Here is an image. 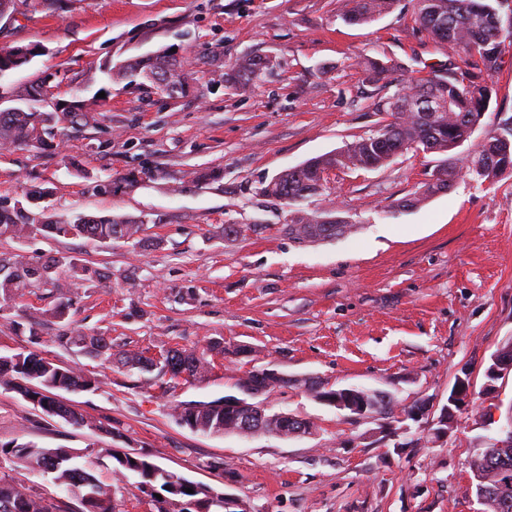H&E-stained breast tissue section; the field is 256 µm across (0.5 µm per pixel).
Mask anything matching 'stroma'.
Returning a JSON list of instances; mask_svg holds the SVG:
<instances>
[{"label":"stroma","instance_id":"stroma-1","mask_svg":"<svg viewBox=\"0 0 512 512\" xmlns=\"http://www.w3.org/2000/svg\"><path fill=\"white\" fill-rule=\"evenodd\" d=\"M414 0L364 25L340 17L344 0H16L0 20V48L34 47L29 63L0 79V107L14 86L45 75L55 101L108 88L96 122L68 131L58 152L0 153V205L26 187L48 188L57 217L146 215L139 246L85 238L18 241L0 254H63L90 278L61 268L52 283L0 300V355L34 351L98 379L61 392L88 421L76 427L0 387V443L33 442L88 451L110 481L116 455L130 452L191 482L239 498L248 512H475L466 460L496 427L481 413L512 405V373L488 383L485 370L512 337V172L493 182L460 175L421 206L394 211L421 189L441 154L408 151L378 169L347 170L308 210L341 209L351 220L320 241L292 238L288 206L265 195L278 174L370 135L379 107L410 77L456 57L413 21ZM189 59L190 89L178 99L108 82L99 67L161 48ZM277 65L249 92L224 77L245 58ZM395 63L371 79L365 58ZM479 128L456 156L479 150L512 118V45L492 77ZM74 156L79 168L64 163ZM145 168L137 183L125 177ZM222 171L205 184L200 175ZM112 184L94 192L96 182ZM62 319L47 311L59 298ZM44 313L36 334L16 324ZM84 332L116 355L146 357L172 347L223 341L202 380H173L109 362L65 337ZM290 383L265 398L267 413L310 422L309 433L208 435L182 426L180 403L237 395V377L262 367ZM472 400L434 438L457 378ZM334 389L387 392L417 407L399 424L350 417L316 399L304 380ZM110 422L111 434L90 430Z\"/></svg>","mask_w":512,"mask_h":512}]
</instances>
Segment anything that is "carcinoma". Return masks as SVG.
<instances>
[{
    "mask_svg": "<svg viewBox=\"0 0 512 512\" xmlns=\"http://www.w3.org/2000/svg\"><path fill=\"white\" fill-rule=\"evenodd\" d=\"M394 0H346L341 14L350 25L366 24L387 12ZM415 20L434 40L459 50V60L447 67L431 69L421 78H411L388 99L382 111L389 120L368 136L357 139L336 154H324L305 162V167L288 175L283 189L293 197L309 198L329 191L320 183L321 173L337 167L342 170L375 169L387 165L397 151H422L446 154L466 141L480 126L492 97L491 78L501 63V47L512 38V0H415ZM33 53L28 47L0 49V71H15L29 62ZM267 71L265 60L245 58L226 82L236 88L248 89L251 82ZM101 72L111 83L127 87L144 85L140 76L151 72L159 76L164 87L176 95L189 89V76L182 61L160 49L154 53L132 57L119 63H103ZM46 80L20 85L14 89L22 105L5 112L0 110V149L24 148L36 152L59 149V126L67 121L77 129L94 120L97 101H76L60 110L41 111L32 106L40 100ZM424 112L434 113L428 119ZM448 163V183H453L464 170L478 180L493 181L499 167L512 165V121L505 122L501 131L490 136L478 153L461 159L451 156ZM324 216L320 212L293 209L288 221V234L302 240L295 224H315ZM142 225L128 215L110 214L88 217L75 214L58 219L28 208L0 205V237L23 239L31 235L45 239L87 238L99 243L126 239L140 243ZM13 268V278L0 279V291L6 296H21L34 282H43L41 270L46 261H31L22 255L0 257ZM67 341L89 349L96 355L112 360V343L100 336L79 334ZM221 346L214 341L205 348L169 350L170 364L186 378L201 379L210 370L208 350ZM17 380L38 382L43 388L33 393L36 405L50 416H57L71 425L87 426L89 422L74 409L54 401V391H86L95 388L96 381L82 373L45 362L34 351L0 356V386H12ZM182 425L206 434H224L245 417L243 410L227 412L211 402L178 404L174 408ZM10 461L64 488L81 504L80 512H114V484H106L95 475L94 462L78 448H43L33 442L0 444V461ZM118 466L112 469L115 484L131 471L146 479L145 485L159 484L165 492L162 499H153L154 512H228L224 505L210 498L205 487L192 483L181 475L136 456H117ZM512 465V447L484 448L479 455L467 460L476 484L487 486L512 500V483L502 484L501 467ZM192 492L187 493L185 489ZM0 512H52L40 497L34 496L25 484L0 477Z\"/></svg>",
    "mask_w": 512,
    "mask_h": 512,
    "instance_id": "1",
    "label": "carcinoma"
}]
</instances>
